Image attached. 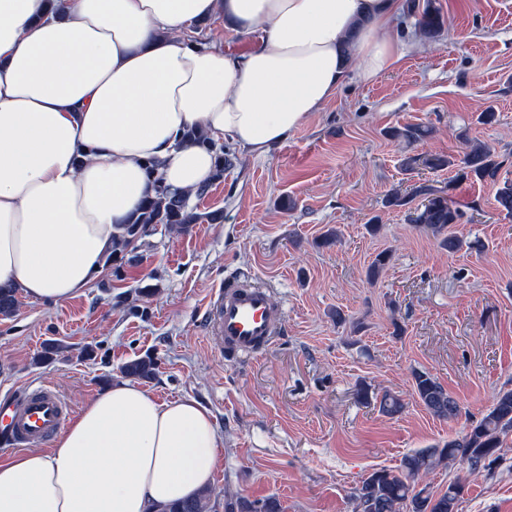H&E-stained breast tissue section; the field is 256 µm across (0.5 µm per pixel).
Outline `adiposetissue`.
Returning <instances> with one entry per match:
<instances>
[{
    "mask_svg": "<svg viewBox=\"0 0 512 512\" xmlns=\"http://www.w3.org/2000/svg\"><path fill=\"white\" fill-rule=\"evenodd\" d=\"M404 0H0V283L63 302L100 273L122 224L165 185L209 183L190 128L262 156L348 80L394 70ZM259 32L231 55L199 20ZM223 446L193 398L119 381L50 451L0 461V512H152L209 487Z\"/></svg>",
    "mask_w": 512,
    "mask_h": 512,
    "instance_id": "1",
    "label": "adipose tissue"
}]
</instances>
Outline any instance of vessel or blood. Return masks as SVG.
<instances>
[{"label": "vessel or blood", "mask_w": 512, "mask_h": 512, "mask_svg": "<svg viewBox=\"0 0 512 512\" xmlns=\"http://www.w3.org/2000/svg\"><path fill=\"white\" fill-rule=\"evenodd\" d=\"M204 326L221 355L241 360L260 357L271 347L283 317L269 288L239 279L213 291ZM71 413L69 403L49 385H28L12 400L0 402V443L42 447L64 428Z\"/></svg>", "instance_id": "obj_1"}]
</instances>
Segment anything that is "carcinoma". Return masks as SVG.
<instances>
[{
	"mask_svg": "<svg viewBox=\"0 0 512 512\" xmlns=\"http://www.w3.org/2000/svg\"><path fill=\"white\" fill-rule=\"evenodd\" d=\"M411 14L416 17L421 34L435 39L444 28L441 11L432 5V0L424 4L411 0ZM431 130L425 126L407 124L394 127L389 136L408 145L425 140ZM509 158L496 154L488 145L473 142L464 154L462 164L466 176L495 187V201L500 211L512 215V180L501 178V171ZM155 165L148 166L153 176V196L149 197L132 218L123 225L116 238L112 253L106 262L132 264L131 243L146 236L148 229L163 224L170 231L185 233L190 226L198 223L201 215L187 204V194L170 190L155 177ZM425 196L428 204L415 209L413 222L432 234L441 248L450 253L459 251L463 242L450 232V227L460 223L464 213L457 203L444 195H438L427 186H418L413 197ZM17 289L0 287V316L11 317L18 309ZM156 362L150 356L140 357L122 366L124 376L132 379H149L154 375ZM414 393L420 404L440 420H453L461 412L458 400L448 389L426 371H414ZM379 411L390 417L400 415L405 408L403 401L388 393L379 399ZM512 432V389L498 393L494 402L482 416L470 424L460 437L449 440L441 447L413 450L403 456L394 469H380L369 474L352 494L353 512H458L459 501L463 497L465 484L461 481L448 483L444 491H432L422 484L430 472L450 462H460L468 466L469 473L491 470L500 459L504 438ZM214 490L206 488L193 499L159 504L154 512H213ZM225 512H281V505L274 497L264 500H250L239 495L235 500L224 503Z\"/></svg>",
	"mask_w": 512,
	"mask_h": 512,
	"instance_id": "1",
	"label": "carcinoma"
}]
</instances>
